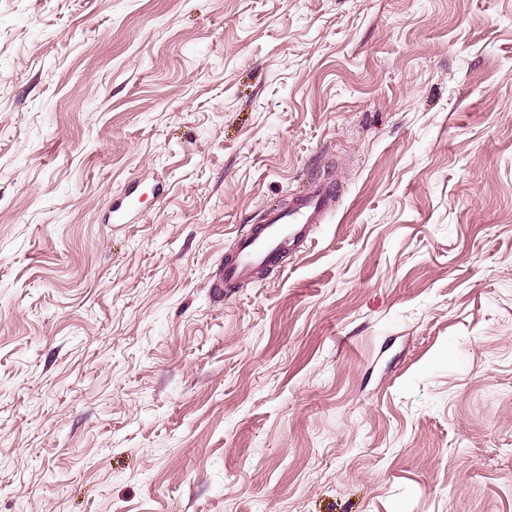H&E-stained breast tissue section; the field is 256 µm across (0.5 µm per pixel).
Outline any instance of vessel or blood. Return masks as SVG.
<instances>
[{"label": "vessel or blood", "mask_w": 512, "mask_h": 512, "mask_svg": "<svg viewBox=\"0 0 512 512\" xmlns=\"http://www.w3.org/2000/svg\"><path fill=\"white\" fill-rule=\"evenodd\" d=\"M332 194L331 186L320 184L293 199L287 209L268 213L263 224L237 240L231 256L214 278V287L250 281L261 269L303 246L314 225L324 222Z\"/></svg>", "instance_id": "obj_1"}]
</instances>
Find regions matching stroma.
Masks as SVG:
<instances>
[{"label":"stroma","instance_id":"stroma-1","mask_svg":"<svg viewBox=\"0 0 512 512\" xmlns=\"http://www.w3.org/2000/svg\"><path fill=\"white\" fill-rule=\"evenodd\" d=\"M0 512H512V0H0ZM333 192L331 186L320 184L311 192L292 199L288 209L269 212L264 224L236 241L231 256L224 260L215 275L212 288L223 290L224 285L250 281L261 269L303 246L314 225L324 222Z\"/></svg>","mask_w":512,"mask_h":512}]
</instances>
